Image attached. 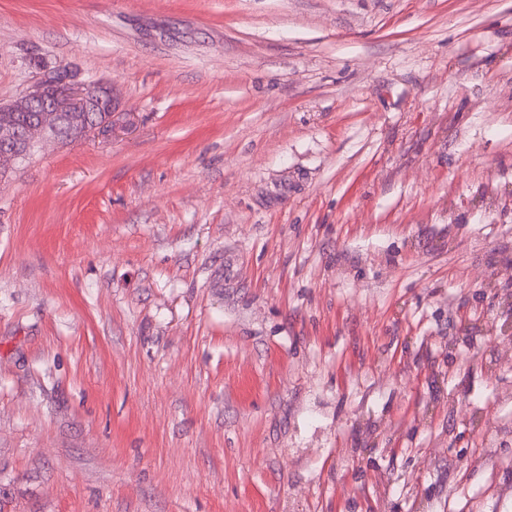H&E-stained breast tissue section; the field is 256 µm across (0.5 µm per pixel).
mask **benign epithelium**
Here are the masks:
<instances>
[{
	"label": "benign epithelium",
	"mask_w": 512,
	"mask_h": 512,
	"mask_svg": "<svg viewBox=\"0 0 512 512\" xmlns=\"http://www.w3.org/2000/svg\"><path fill=\"white\" fill-rule=\"evenodd\" d=\"M0 112H40L39 122L22 132L0 130V145L17 139L37 146L57 138L56 129L62 114L80 112H113L112 86L94 79H77L65 65L44 70L43 74L15 100L0 105Z\"/></svg>",
	"instance_id": "7a95c632"
}]
</instances>
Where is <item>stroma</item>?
Instances as JSON below:
<instances>
[{"label": "stroma", "mask_w": 512, "mask_h": 512, "mask_svg": "<svg viewBox=\"0 0 512 512\" xmlns=\"http://www.w3.org/2000/svg\"><path fill=\"white\" fill-rule=\"evenodd\" d=\"M59 64L0 512H512V0H0V103Z\"/></svg>", "instance_id": "35a3bbf8"}]
</instances>
